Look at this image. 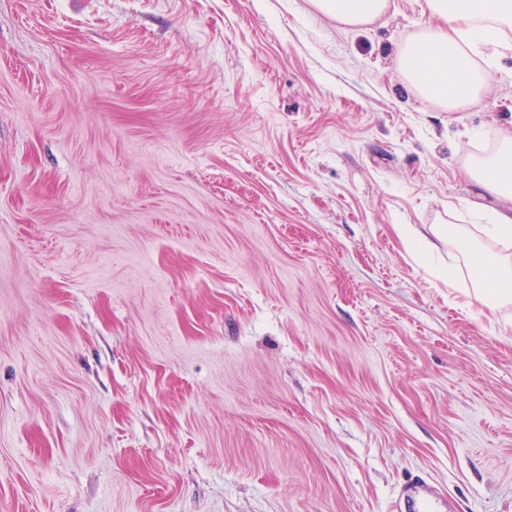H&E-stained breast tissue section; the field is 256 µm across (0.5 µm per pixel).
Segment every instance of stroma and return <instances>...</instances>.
<instances>
[{"label":"stroma","instance_id":"1","mask_svg":"<svg viewBox=\"0 0 512 512\" xmlns=\"http://www.w3.org/2000/svg\"><path fill=\"white\" fill-rule=\"evenodd\" d=\"M423 2L0 0V512H512V57L423 100ZM322 15L344 27L370 23L388 8V0H311ZM493 151L472 156L471 175L489 193L512 196V130H499L494 136ZM481 231L501 246L499 251L473 244L468 236L457 239V247L468 267L475 297L491 310L498 309L512 296V215L496 213Z\"/></svg>","mask_w":512,"mask_h":512}]
</instances>
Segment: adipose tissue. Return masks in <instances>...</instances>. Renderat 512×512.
<instances>
[{
  "label": "adipose tissue",
  "instance_id": "ef3b65f1",
  "mask_svg": "<svg viewBox=\"0 0 512 512\" xmlns=\"http://www.w3.org/2000/svg\"><path fill=\"white\" fill-rule=\"evenodd\" d=\"M322 15L344 27L370 23L388 0H311ZM426 17L398 48L397 63L408 85L443 111L463 109L485 94L497 62L512 56V0H424ZM491 153L471 159L473 179L489 193L512 196V130L497 131ZM482 231L498 250L457 247L468 267L475 297L490 309L512 300V215L491 217Z\"/></svg>",
  "mask_w": 512,
  "mask_h": 512
}]
</instances>
